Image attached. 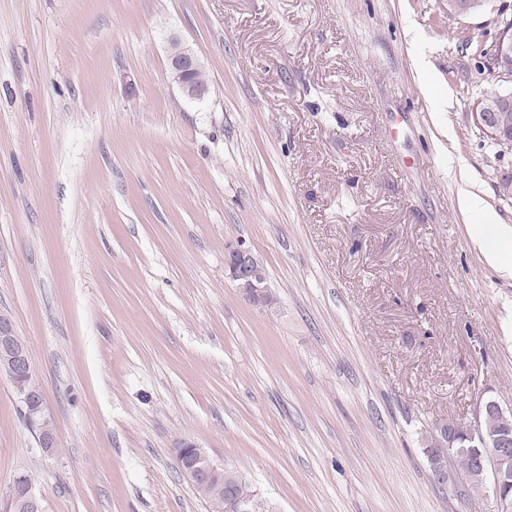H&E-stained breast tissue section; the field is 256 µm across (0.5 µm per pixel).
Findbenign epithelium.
<instances>
[{"label": "benign epithelium", "mask_w": 512, "mask_h": 512, "mask_svg": "<svg viewBox=\"0 0 512 512\" xmlns=\"http://www.w3.org/2000/svg\"><path fill=\"white\" fill-rule=\"evenodd\" d=\"M492 58L495 66L493 73L498 75L499 80L511 83L512 76L508 75L507 67L512 63V38H499L493 47ZM168 62L170 80L179 87L185 98L201 100L207 96L208 86L191 78L192 73L204 70L203 63L189 46L176 37L169 40ZM489 109V102H479L474 113L476 125L488 135L509 142L504 129L492 120ZM226 266L249 301L259 309L264 308V302L272 296V292L267 285L264 267L251 251L241 244L229 250ZM0 370L12 379L26 422L33 428L38 426L41 415L45 413L44 396L34 381L27 347L21 337L15 335L14 324L7 316L0 317ZM505 414L512 415V408L506 409L496 400L488 399L479 403L474 420L467 424L464 439H457L456 424L448 423V450L466 448L480 466L488 459L493 460L501 512H512V498L504 494L512 486V430L491 435L486 429V424L492 418ZM187 447L193 449V454L189 464L182 467L183 475L200 489L224 495L225 512H250L248 501L224 490V467L215 463L202 447L194 443L187 444ZM14 508L15 512H45L42 499L35 494L30 483L16 490Z\"/></svg>", "instance_id": "benign-epithelium-1"}]
</instances>
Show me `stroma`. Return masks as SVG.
<instances>
[{
	"instance_id": "obj_1",
	"label": "stroma",
	"mask_w": 512,
	"mask_h": 512,
	"mask_svg": "<svg viewBox=\"0 0 512 512\" xmlns=\"http://www.w3.org/2000/svg\"><path fill=\"white\" fill-rule=\"evenodd\" d=\"M0 0V314L59 435L0 374V512H209L188 440L269 512H500L432 474L480 400L512 408V278L461 192L512 228V150L471 46L512 0ZM209 94L170 81L168 39ZM249 248L278 302L225 265ZM498 94L497 88L487 90L482 94L484 100H488L496 97ZM480 100L477 106V112H474V120L476 125L490 136H494L502 142L511 143L506 138L504 129H502L496 121L492 120V116L489 114L490 104L488 101ZM29 480L27 475H19L15 480L18 483L27 484L19 487L15 492V512H45L42 499L35 494Z\"/></svg>"
}]
</instances>
